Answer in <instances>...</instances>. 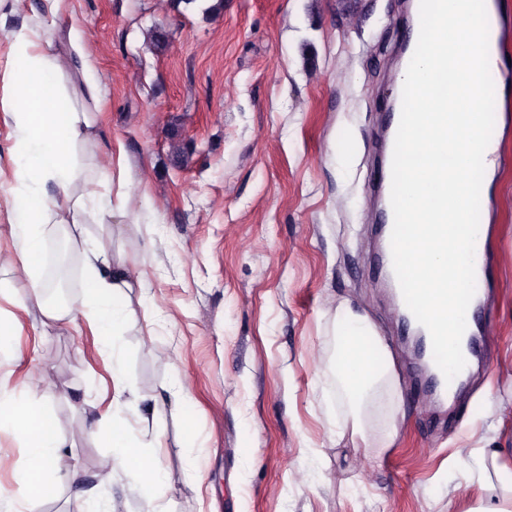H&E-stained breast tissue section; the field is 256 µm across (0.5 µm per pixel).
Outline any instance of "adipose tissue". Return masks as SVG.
Segmentation results:
<instances>
[{"label": "adipose tissue", "mask_w": 512, "mask_h": 512, "mask_svg": "<svg viewBox=\"0 0 512 512\" xmlns=\"http://www.w3.org/2000/svg\"><path fill=\"white\" fill-rule=\"evenodd\" d=\"M0 39L9 41L14 57L0 73V83L14 85L17 95L0 102V115L15 131V186L12 190L9 230L20 245L17 252L0 253V270L15 279L29 282L33 296L45 318L53 326L83 316L97 335L116 337L132 321L136 308L150 309L145 296H133L142 283L138 266L110 264L101 247L83 249L86 296L81 308L44 299L40 282L43 236L47 225L68 224L81 229L88 216L103 208L102 176L109 168V156H102L94 168L80 160L84 146L101 130L93 113L81 110V103H99L106 81L95 69L85 48L72 43L73 67L85 86L79 99H72L61 82V65L51 43H40L32 32L0 26ZM336 373L347 394L355 400L351 433L366 447L387 448L399 434L400 419L390 415L378 437L370 435L374 405L371 390L394 389L396 375L392 352L368 315L340 305L336 308ZM112 423L98 434L113 448L112 470L133 475L143 496L145 512H167V477L156 464L134 466L128 454L137 442L133 424L151 428V447H159L163 431L160 408L141 414L139 396L128 385L122 361L111 359ZM45 382L41 397L0 383V421L8 420L16 441L30 451L27 463L17 469L19 494L9 505L10 512H27L32 493H47L52 479L67 475L68 460L63 449L68 440L85 437L86 425L75 426L70 436H61L53 427L44 400L53 393ZM486 496L469 512H512V467L497 463L492 474L478 472Z\"/></svg>", "instance_id": "obj_1"}]
</instances>
